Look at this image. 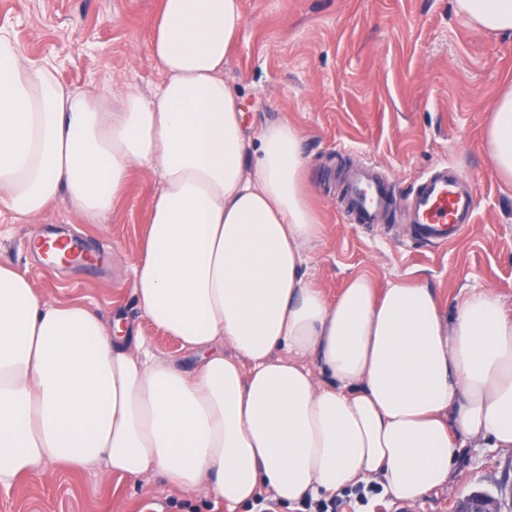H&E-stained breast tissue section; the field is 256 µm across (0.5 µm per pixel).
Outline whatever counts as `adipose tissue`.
Here are the masks:
<instances>
[{"label":"adipose tissue","instance_id":"obj_1","mask_svg":"<svg viewBox=\"0 0 512 512\" xmlns=\"http://www.w3.org/2000/svg\"><path fill=\"white\" fill-rule=\"evenodd\" d=\"M512 34V0H456ZM241 0H160L151 95L77 91L0 28V207L35 218L59 197L110 213L151 171L133 288L148 320L201 354L184 371L142 336L115 338L79 301L46 299L0 264V486L152 472L164 487L236 507L259 490L293 505L369 476L419 502L460 448L512 450V310L483 288L447 317L421 283L364 274L336 298L306 279L321 233L297 127L247 134L224 63ZM512 188V90L486 131ZM319 371H312L311 363Z\"/></svg>","mask_w":512,"mask_h":512}]
</instances>
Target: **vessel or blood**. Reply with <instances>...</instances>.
<instances>
[{
    "label": "vessel or blood",
    "instance_id": "obj_1",
    "mask_svg": "<svg viewBox=\"0 0 512 512\" xmlns=\"http://www.w3.org/2000/svg\"><path fill=\"white\" fill-rule=\"evenodd\" d=\"M392 188L371 166L361 165L347 175L344 208L358 224H377L390 216ZM476 196L459 170L441 166L412 193V232L420 240L443 243L472 223Z\"/></svg>",
    "mask_w": 512,
    "mask_h": 512
}]
</instances>
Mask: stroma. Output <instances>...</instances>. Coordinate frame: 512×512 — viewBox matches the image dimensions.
Returning a JSON list of instances; mask_svg holds the SVG:
<instances>
[{
	"instance_id": "obj_1",
	"label": "stroma",
	"mask_w": 512,
	"mask_h": 512,
	"mask_svg": "<svg viewBox=\"0 0 512 512\" xmlns=\"http://www.w3.org/2000/svg\"><path fill=\"white\" fill-rule=\"evenodd\" d=\"M158 0H0V27L22 54L54 61L74 89L143 93L160 83L149 56ZM244 23L224 66L248 132L282 120L302 137L306 182L322 234L308 250L309 271L328 296L348 278L369 274L378 286L420 281L444 312L470 290L492 288L512 308V193L489 158L491 105L512 84V38L476 25L456 0H242ZM470 177L474 222L448 244L413 238L404 226L410 193L440 163ZM360 164L386 175L395 217L356 224L343 213V176ZM159 179L137 170L112 213L89 220L59 200L46 214H0V262L27 272L51 300L77 299L106 323L121 319L151 354L189 369L192 353L159 332L133 291V270ZM80 237L97 261L47 267L30 248L47 233ZM162 479L101 480L95 472L57 469L53 480L26 477L0 487V512H227L204 493H158ZM474 493L512 512V451L461 449L448 485L410 512H456Z\"/></svg>"
}]
</instances>
